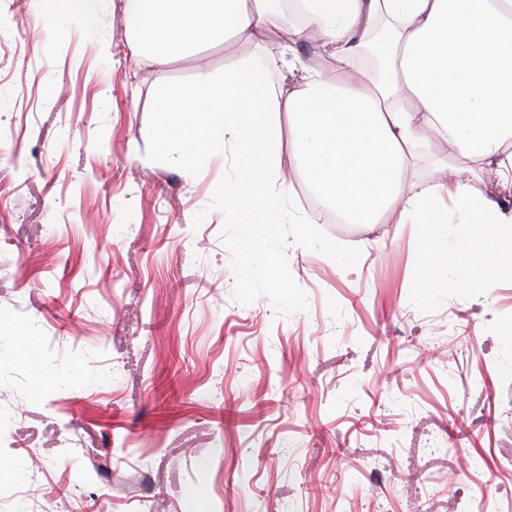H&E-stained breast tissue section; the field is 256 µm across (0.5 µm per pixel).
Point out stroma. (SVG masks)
<instances>
[{"instance_id":"35a3bbf8","label":"stroma","mask_w":512,"mask_h":512,"mask_svg":"<svg viewBox=\"0 0 512 512\" xmlns=\"http://www.w3.org/2000/svg\"><path fill=\"white\" fill-rule=\"evenodd\" d=\"M50 25L0 0V512H512V281L416 288L412 224L248 241L232 150L144 162L194 59Z\"/></svg>"}]
</instances>
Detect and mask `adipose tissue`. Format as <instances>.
Listing matches in <instances>:
<instances>
[{"instance_id": "adipose-tissue-1", "label": "adipose tissue", "mask_w": 512, "mask_h": 512, "mask_svg": "<svg viewBox=\"0 0 512 512\" xmlns=\"http://www.w3.org/2000/svg\"><path fill=\"white\" fill-rule=\"evenodd\" d=\"M305 26L285 30L280 0H41L53 19L96 26L120 10L126 47L144 67L193 57L231 40L269 47L319 42L287 66L278 88L272 54L202 69L190 84L159 91L148 136L166 166L198 167L226 148L236 171L224 184V220L250 237L277 213L281 155L289 153L322 210L354 224H414L421 230L417 287L489 288L512 273V212L478 192L467 171L493 172L512 195V0H301ZM390 26L382 74L358 58L380 22ZM436 130L464 157L449 163L425 139ZM432 162L431 183L409 188L406 171ZM456 227H449V213ZM455 229L454 249L441 246Z\"/></svg>"}]
</instances>
